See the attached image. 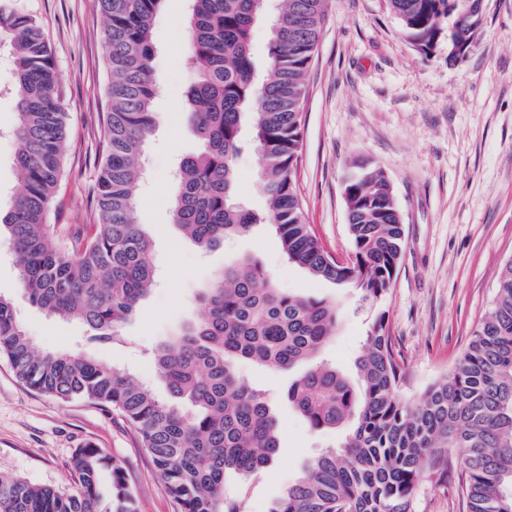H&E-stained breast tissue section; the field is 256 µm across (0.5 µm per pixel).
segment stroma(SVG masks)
I'll return each mask as SVG.
<instances>
[{"instance_id": "35a3bbf8", "label": "stroma", "mask_w": 512, "mask_h": 512, "mask_svg": "<svg viewBox=\"0 0 512 512\" xmlns=\"http://www.w3.org/2000/svg\"><path fill=\"white\" fill-rule=\"evenodd\" d=\"M34 17L52 47L61 102L68 115L63 174L48 222L57 234L74 232L94 217V189L102 158L107 110L106 44L98 0H15ZM187 0H166L153 32L157 85L155 131L146 149L145 178L136 218L153 245L157 284L121 330L123 343L95 349V357L126 369L164 395L141 351L160 344L195 311L198 288L234 256L258 257L277 285L335 301L341 322L324 352L354 373L373 311L359 309L353 288L310 277L288 263L266 225L202 251L172 223L179 162L199 149L186 122V92L194 73L186 64ZM12 58L0 45V203L19 190L12 164L16 100L7 92ZM237 161L238 197L257 214L267 212L250 134ZM388 177L405 224V249L383 308L415 400L447 373L488 312L503 262L512 258V0H482V15L467 51L449 59L447 41L422 52L403 34L385 0H325L308 74L297 191L327 252L340 262L353 256L344 183L360 163ZM0 297L12 303L32 340L45 350L84 348L88 331L33 306L22 290L15 258L0 241ZM261 383L281 423L275 463L253 484L247 512H269L275 499L339 432L313 433L281 391L284 374L240 366ZM117 461L139 512H176L150 455L124 418L87 400L60 401L22 383L0 358V471L40 485L76 490L70 461L85 444ZM414 512H466L456 473L424 478Z\"/></svg>"}]
</instances>
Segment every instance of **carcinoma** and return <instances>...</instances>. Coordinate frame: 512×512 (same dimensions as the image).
<instances>
[{
    "mask_svg": "<svg viewBox=\"0 0 512 512\" xmlns=\"http://www.w3.org/2000/svg\"><path fill=\"white\" fill-rule=\"evenodd\" d=\"M164 0H99L107 46L108 109L92 223L68 241L46 224L62 175L66 117L52 49L39 22L0 0V41L12 55L18 105L13 163L22 190L0 208L21 287L32 304L90 331V348L37 349L10 302L0 298V357L34 390L89 400L118 411L151 456L178 512H246L225 492L235 475H262L280 448V425L266 392L241 377L249 362L293 373L283 400L315 432L343 429L336 449L314 458L271 512H413L415 487L456 466L467 512H512V259L502 267L491 311L448 373L417 402L399 394L405 371L386 315L370 325L355 361L357 379L320 360L336 335V304L278 287L256 260L224 263L198 290L196 317L148 351L168 397L96 359L92 348L121 337L157 277L152 244L135 207L156 118L153 25ZM186 61L196 75L187 122L201 145L183 159L172 205L174 225L203 250L258 223L237 200L242 131L259 155L257 182L267 223L288 263L333 284H351L377 306L405 246L403 217L383 171L347 179L344 195L354 256L341 264L306 222L293 179L302 146L305 81L323 18V0H278L271 17L267 80H255L252 33L266 0H188ZM406 37L423 51L453 29L466 0H387ZM101 449H77L74 492L0 473V512H137L122 467L112 466L111 503L102 506Z\"/></svg>",
    "mask_w": 512,
    "mask_h": 512,
    "instance_id": "1",
    "label": "carcinoma"
}]
</instances>
